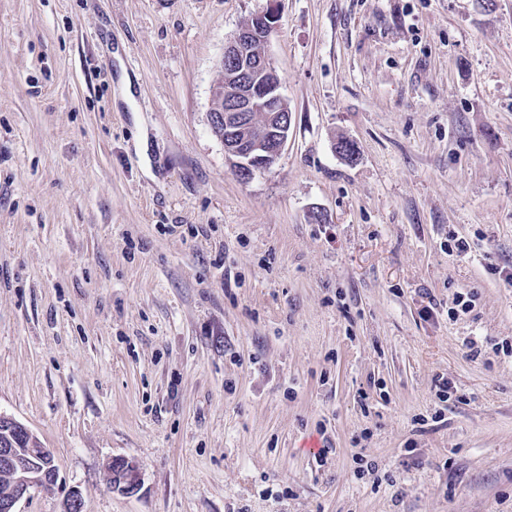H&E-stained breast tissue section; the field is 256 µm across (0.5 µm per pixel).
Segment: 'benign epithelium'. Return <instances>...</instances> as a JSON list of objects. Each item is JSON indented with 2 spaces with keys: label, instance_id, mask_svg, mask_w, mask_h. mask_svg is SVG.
Returning <instances> with one entry per match:
<instances>
[{
  "label": "benign epithelium",
  "instance_id": "obj_1",
  "mask_svg": "<svg viewBox=\"0 0 512 512\" xmlns=\"http://www.w3.org/2000/svg\"><path fill=\"white\" fill-rule=\"evenodd\" d=\"M278 13L274 0L249 18L224 46L215 96L224 106L209 112L212 130L223 128L220 136L224 153L235 174L249 180L254 173L273 167L285 150L292 126L282 93V79L268 55H253L252 46L268 42L276 27ZM54 459L49 448H7L0 444V469L9 477V488L0 496V512H19L17 506L35 487L55 482ZM109 478L112 490L130 495L139 486V466L130 459H112Z\"/></svg>",
  "mask_w": 512,
  "mask_h": 512
}]
</instances>
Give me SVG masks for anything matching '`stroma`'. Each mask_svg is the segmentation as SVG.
I'll use <instances>...</instances> for the list:
<instances>
[{
  "mask_svg": "<svg viewBox=\"0 0 512 512\" xmlns=\"http://www.w3.org/2000/svg\"><path fill=\"white\" fill-rule=\"evenodd\" d=\"M267 4L0 0V412L58 468L19 512H512V0H277L244 181L208 114ZM266 9L240 25L224 46L220 74L214 86L224 108H212L209 124L213 131L223 126L224 153L235 174L249 180L255 172L273 167L285 150L292 126L282 93V79L268 55L254 56L252 46H265L276 27L278 13L273 0ZM266 117L265 125L254 131L253 115ZM109 463H112V470L109 474L112 490L125 495L135 493L139 486L138 464L123 457L113 458Z\"/></svg>",
  "mask_w": 512,
  "mask_h": 512,
  "instance_id": "obj_1",
  "label": "stroma"
}]
</instances>
